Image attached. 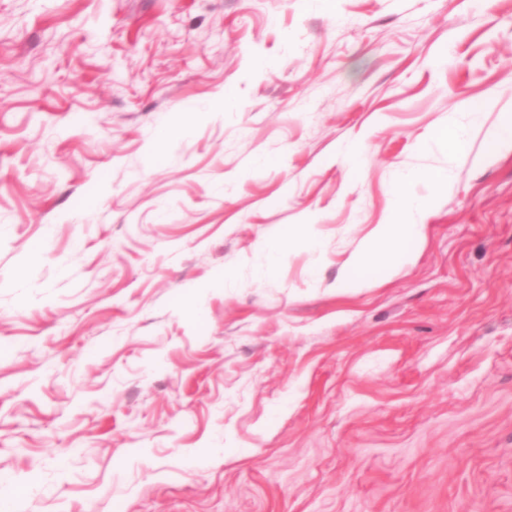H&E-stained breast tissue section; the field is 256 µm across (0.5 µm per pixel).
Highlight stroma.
<instances>
[{
    "label": "stroma",
    "mask_w": 512,
    "mask_h": 512,
    "mask_svg": "<svg viewBox=\"0 0 512 512\" xmlns=\"http://www.w3.org/2000/svg\"><path fill=\"white\" fill-rule=\"evenodd\" d=\"M486 97L512 108V0H0L12 512H512ZM425 169L449 182L412 261L338 288ZM464 133L465 132L461 128L456 126L449 119L446 125L441 126L434 133V140L445 144L449 157L453 158L457 155L462 147Z\"/></svg>",
    "instance_id": "obj_1"
}]
</instances>
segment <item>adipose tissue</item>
<instances>
[{"mask_svg":"<svg viewBox=\"0 0 512 512\" xmlns=\"http://www.w3.org/2000/svg\"><path fill=\"white\" fill-rule=\"evenodd\" d=\"M431 186L432 191L447 186L448 175L433 170L409 173L394 193V207L390 218L376 225L351 255L337 282L338 287L356 290L368 283L367 271L378 263L394 265L412 259L407 249L408 242L420 241L425 226L423 217L429 211L433 198L421 196L415 191L417 184Z\"/></svg>","mask_w":512,"mask_h":512,"instance_id":"obj_1","label":"adipose tissue"}]
</instances>
